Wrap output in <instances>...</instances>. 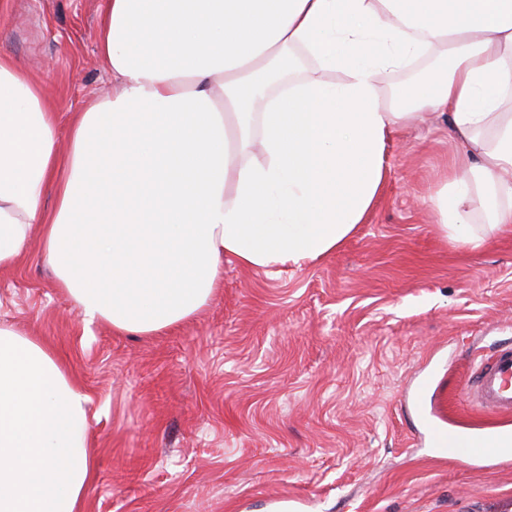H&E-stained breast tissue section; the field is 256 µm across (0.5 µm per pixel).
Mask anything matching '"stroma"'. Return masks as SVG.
I'll return each mask as SVG.
<instances>
[{"label":"stroma","mask_w":512,"mask_h":512,"mask_svg":"<svg viewBox=\"0 0 512 512\" xmlns=\"http://www.w3.org/2000/svg\"><path fill=\"white\" fill-rule=\"evenodd\" d=\"M106 0H6L0 54L32 69L68 129L112 88ZM460 149L434 114L387 147L383 191L338 250L267 274L224 262L216 299L156 336L85 326L38 242L0 269V322L41 338L89 396L83 512H505L512 463L451 461L408 403L421 373L456 427L465 386L512 341V233L445 239L427 197Z\"/></svg>","instance_id":"35a3bbf8"}]
</instances>
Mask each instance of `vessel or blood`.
Segmentation results:
<instances>
[{
    "mask_svg": "<svg viewBox=\"0 0 512 512\" xmlns=\"http://www.w3.org/2000/svg\"><path fill=\"white\" fill-rule=\"evenodd\" d=\"M470 389L478 410L498 417L512 416V344L495 349L481 360ZM426 433L431 446L453 460L488 461L512 456V433H463L431 419L426 422Z\"/></svg>",
    "mask_w": 512,
    "mask_h": 512,
    "instance_id": "obj_1",
    "label": "vessel or blood"
}]
</instances>
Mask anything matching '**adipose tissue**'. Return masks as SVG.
Wrapping results in <instances>:
<instances>
[{"mask_svg": "<svg viewBox=\"0 0 512 512\" xmlns=\"http://www.w3.org/2000/svg\"><path fill=\"white\" fill-rule=\"evenodd\" d=\"M98 49L112 89L65 153L39 81L0 56V268L39 232L86 324L151 336L213 301L225 259L269 272L336 251L390 138L429 112L464 148L427 199L441 235L512 231V0H109ZM430 51L445 62L384 101ZM87 401L0 324V512H82Z\"/></svg>", "mask_w": 512, "mask_h": 512, "instance_id": "obj_1", "label": "adipose tissue"}]
</instances>
